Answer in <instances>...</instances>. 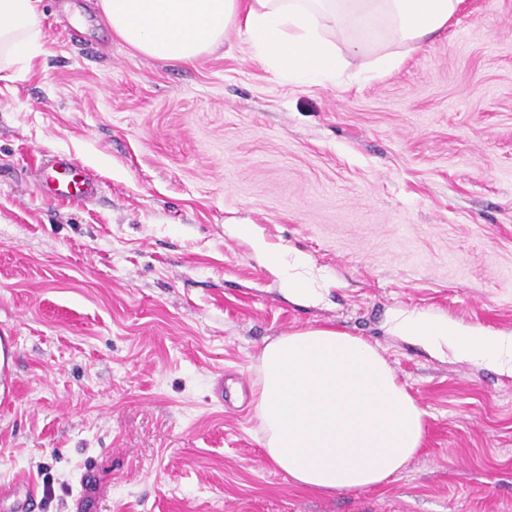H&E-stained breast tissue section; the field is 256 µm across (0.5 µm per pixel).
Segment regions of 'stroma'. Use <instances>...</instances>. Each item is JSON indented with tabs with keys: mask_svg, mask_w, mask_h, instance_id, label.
<instances>
[{
	"mask_svg": "<svg viewBox=\"0 0 512 512\" xmlns=\"http://www.w3.org/2000/svg\"><path fill=\"white\" fill-rule=\"evenodd\" d=\"M39 10L40 54L0 75V512H512V374L388 324L512 332V0H464L389 73L381 43L312 85L235 28L173 63L95 0ZM61 10L95 43L57 31ZM57 152L96 199L39 194ZM238 224L307 255L322 300L288 297ZM308 327L376 346L424 412L385 485L300 489L265 453L235 380Z\"/></svg>",
	"mask_w": 512,
	"mask_h": 512,
	"instance_id": "35a3bbf8",
	"label": "stroma"
}]
</instances>
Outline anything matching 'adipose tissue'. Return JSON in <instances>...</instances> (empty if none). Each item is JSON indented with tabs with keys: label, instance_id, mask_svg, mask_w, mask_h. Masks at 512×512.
<instances>
[{
	"label": "adipose tissue",
	"instance_id": "ef3b65f1",
	"mask_svg": "<svg viewBox=\"0 0 512 512\" xmlns=\"http://www.w3.org/2000/svg\"><path fill=\"white\" fill-rule=\"evenodd\" d=\"M463 0H97L113 33L139 52L187 63L243 25L255 57L295 81L330 80L377 39L394 44L373 65L388 72L444 30ZM39 0H0V71L36 57ZM254 248L281 272L296 299L316 300L311 260ZM390 330L433 354L512 373V332L466 327L444 315L399 311ZM269 459L303 489L351 491L388 483L419 451L423 412L378 349L333 328L275 338L255 383Z\"/></svg>",
	"mask_w": 512,
	"mask_h": 512
}]
</instances>
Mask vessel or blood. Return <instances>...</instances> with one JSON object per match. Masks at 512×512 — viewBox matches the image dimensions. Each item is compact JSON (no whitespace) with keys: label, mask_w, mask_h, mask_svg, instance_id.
I'll return each mask as SVG.
<instances>
[{"label":"vessel or blood","mask_w":512,"mask_h":512,"mask_svg":"<svg viewBox=\"0 0 512 512\" xmlns=\"http://www.w3.org/2000/svg\"><path fill=\"white\" fill-rule=\"evenodd\" d=\"M39 192L58 203H83L94 200L99 181L71 156L54 154L41 158L36 169Z\"/></svg>","instance_id":"vessel-or-blood-1"}]
</instances>
